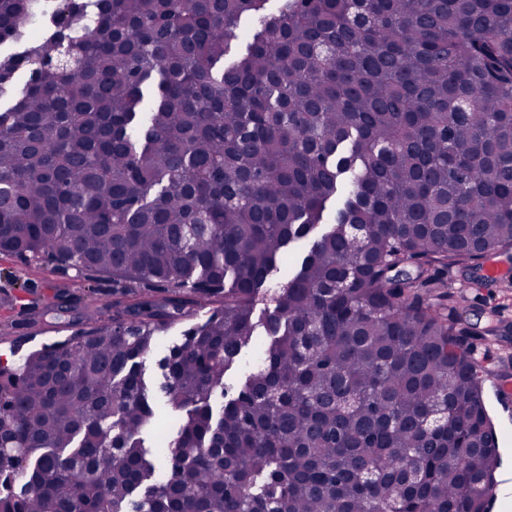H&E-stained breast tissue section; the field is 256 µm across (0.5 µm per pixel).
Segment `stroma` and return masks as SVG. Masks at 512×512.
<instances>
[{
	"mask_svg": "<svg viewBox=\"0 0 512 512\" xmlns=\"http://www.w3.org/2000/svg\"><path fill=\"white\" fill-rule=\"evenodd\" d=\"M456 307L476 325L489 320L512 322V291L500 286L478 288L462 285L451 274ZM112 281L87 279L76 271H62L48 262L25 263L14 257L0 258V361H12L66 339L87 309L105 311L112 304ZM512 367V349L502 351L488 367L483 381L487 409L495 426L501 463L495 472L496 498L492 512H512V403L496 399L493 386L500 373Z\"/></svg>",
	"mask_w": 512,
	"mask_h": 512,
	"instance_id": "35a3bbf8",
	"label": "stroma"
}]
</instances>
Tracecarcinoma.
I'll list each match as a JSON object with an SVG mask.
<instances>
[{
  "label": "carcinoma",
  "mask_w": 512,
  "mask_h": 512,
  "mask_svg": "<svg viewBox=\"0 0 512 512\" xmlns=\"http://www.w3.org/2000/svg\"><path fill=\"white\" fill-rule=\"evenodd\" d=\"M267 2L0 0V256L124 289L0 368V512H488L504 337L447 287L512 284L477 275L512 251V0ZM205 305L153 449L144 359ZM254 344L256 345L255 349L252 350L251 347L245 349L225 373L224 383L227 386L236 388L244 380L245 374L260 362L262 349L266 345L265 332L261 326H258L255 331Z\"/></svg>",
  "instance_id": "1"
}]
</instances>
